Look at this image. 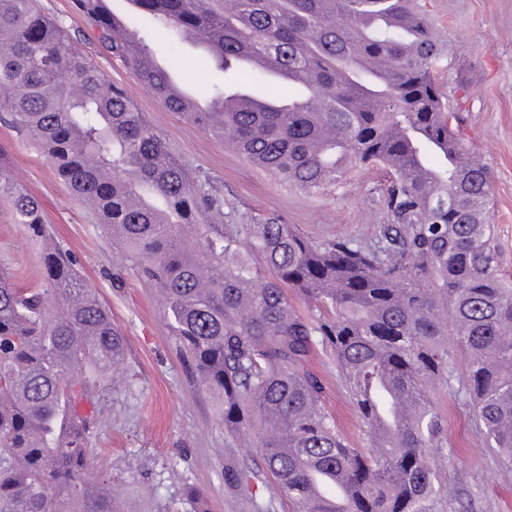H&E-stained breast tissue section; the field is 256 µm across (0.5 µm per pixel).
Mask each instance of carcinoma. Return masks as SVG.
<instances>
[{
  "instance_id": "obj_1",
  "label": "carcinoma",
  "mask_w": 512,
  "mask_h": 512,
  "mask_svg": "<svg viewBox=\"0 0 512 512\" xmlns=\"http://www.w3.org/2000/svg\"><path fill=\"white\" fill-rule=\"evenodd\" d=\"M73 0L100 45L139 71L172 112V59L127 41L107 18L207 37L205 61L229 72L242 57L280 71L307 95L288 112L252 95L238 106L217 84L205 110L184 116L246 151L245 158L314 192L353 167L384 165L388 221L366 239H312L278 220L222 224L224 202L192 177L125 92L73 44L38 0H0V122L35 142L72 193L155 289L170 335L224 429L259 454L295 512H454L444 425L430 386L470 407L476 428L512 471V280L500 270L487 202L491 174L459 135L433 76L447 46L420 0ZM382 61L376 76L353 56ZM334 129L339 136L322 135ZM19 223L43 230L41 202L0 166V196ZM43 289L0 273V512H119L112 475L86 477L88 443L120 388L126 337L70 258L43 256ZM310 302L302 314L288 292ZM464 353L458 362L448 337ZM330 352L365 427L354 448L308 369ZM224 487L274 512L260 470L224 449ZM184 512H207L193 486Z\"/></svg>"
}]
</instances>
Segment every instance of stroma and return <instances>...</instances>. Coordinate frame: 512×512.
Wrapping results in <instances>:
<instances>
[{"instance_id":"35a3bbf8","label":"stroma","mask_w":512,"mask_h":512,"mask_svg":"<svg viewBox=\"0 0 512 512\" xmlns=\"http://www.w3.org/2000/svg\"><path fill=\"white\" fill-rule=\"evenodd\" d=\"M39 3L63 22L76 47L125 90L188 172L223 197L225 223L261 224L275 218L310 237L365 238L374 225L385 222V168L354 170L314 193L285 184L224 140L168 111L134 70L103 50L71 0ZM426 8L448 44V57L436 74L448 109L463 114L464 142L492 173L489 218L501 270L512 277V0H426ZM141 36L158 60L179 57L194 84L223 83V73L202 62L192 41L158 42L148 30ZM0 165L39 199L46 219L43 235H36L0 199V267L19 286H39L45 241L61 245L127 340L128 382L107 394L110 412L90 442L92 467L111 473L121 512H171L187 484L202 491L209 512H251L247 498L224 487L229 436L216 403L195 388L153 289L139 279L97 214L72 196L37 146L1 126ZM309 368L324 379L325 406L344 435L362 441L363 424L336 381L332 357L317 354ZM431 393L447 438L448 488L463 494L460 512H512V475L500 469L469 408L445 388Z\"/></svg>"}]
</instances>
